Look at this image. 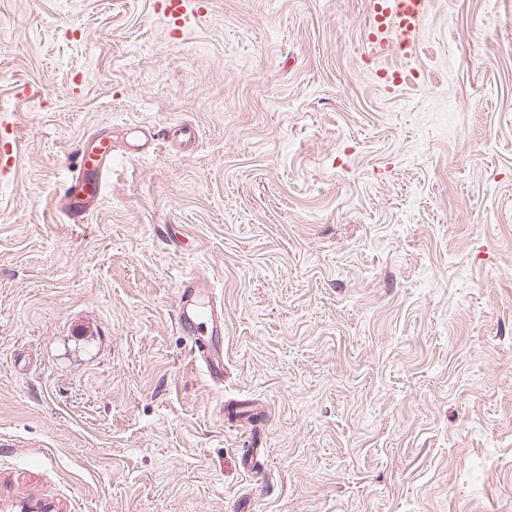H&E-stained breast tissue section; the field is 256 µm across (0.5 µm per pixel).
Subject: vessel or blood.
Wrapping results in <instances>:
<instances>
[{"label":"vessel or blood","mask_w":512,"mask_h":512,"mask_svg":"<svg viewBox=\"0 0 512 512\" xmlns=\"http://www.w3.org/2000/svg\"><path fill=\"white\" fill-rule=\"evenodd\" d=\"M163 16L169 26L183 30L205 15L202 0H163ZM366 42L373 55L397 54L414 60L420 51L426 20L433 0H368ZM112 171V143L100 140L82 152L81 167L64 195L63 213L83 221L99 204L103 182ZM194 327V359L213 385L224 383V355L214 346V337L224 333V305L204 281H190L178 294L175 327Z\"/></svg>","instance_id":"b4317fda"}]
</instances>
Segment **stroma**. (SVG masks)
Instances as JSON below:
<instances>
[{"label": "stroma", "mask_w": 512, "mask_h": 512, "mask_svg": "<svg viewBox=\"0 0 512 512\" xmlns=\"http://www.w3.org/2000/svg\"><path fill=\"white\" fill-rule=\"evenodd\" d=\"M366 8L0 0V512H512V0H435L393 90ZM203 3L199 0H164L163 16L170 27L183 31L190 22L205 16ZM112 171V141L100 140L81 153V168L66 190L63 214L82 222L99 204L102 183ZM190 324L202 335L188 336L194 360L213 385H223L224 353L215 348L212 336L224 335V305L205 281L191 280L178 294L175 327L186 332Z\"/></svg>", "instance_id": "obj_1"}]
</instances>
